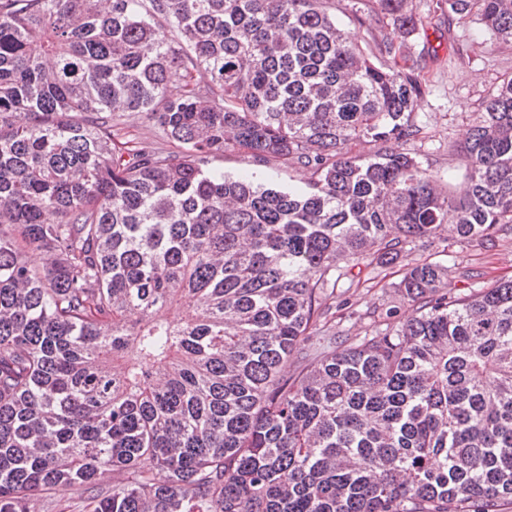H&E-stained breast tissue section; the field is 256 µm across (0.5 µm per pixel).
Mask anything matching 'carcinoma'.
I'll return each instance as SVG.
<instances>
[{
    "label": "carcinoma",
    "mask_w": 512,
    "mask_h": 512,
    "mask_svg": "<svg viewBox=\"0 0 512 512\" xmlns=\"http://www.w3.org/2000/svg\"><path fill=\"white\" fill-rule=\"evenodd\" d=\"M409 4L374 0L392 33L367 52L325 0H0V512L73 489L78 512L512 502V279L451 294L415 264L406 321L315 335L340 264L512 234V75L443 185L407 149ZM473 11L512 42V0L429 14ZM126 112L179 149L119 140ZM240 150L306 188L211 167Z\"/></svg>",
    "instance_id": "obj_1"
}]
</instances>
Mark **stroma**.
Segmentation results:
<instances>
[{"instance_id":"1","label":"stroma","mask_w":512,"mask_h":512,"mask_svg":"<svg viewBox=\"0 0 512 512\" xmlns=\"http://www.w3.org/2000/svg\"><path fill=\"white\" fill-rule=\"evenodd\" d=\"M405 42L421 62L425 89L417 115L423 133L410 150L444 176L457 163L448 154L449 143L465 139L482 98L501 78L512 74V43L492 38L474 14L424 27L406 35ZM216 165L227 174H251L259 182L284 190L305 186L303 169L276 161L258 163L239 151L225 153ZM416 263L447 267L445 287L455 294H467L512 277V235L483 246L445 236L431 243L416 240L407 244L396 261L342 278L328 312L337 347L358 342L374 317L387 315L397 323L411 315L412 305L399 283Z\"/></svg>"}]
</instances>
